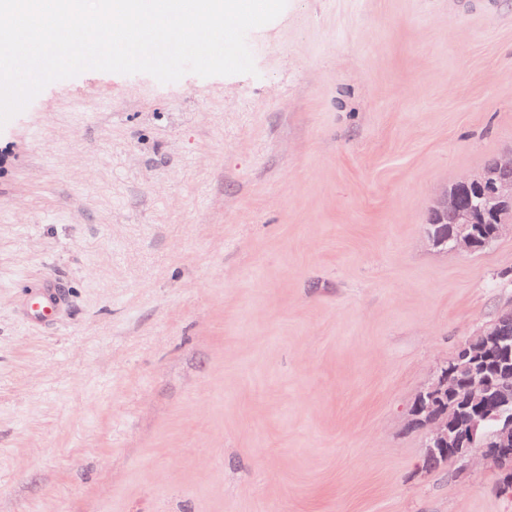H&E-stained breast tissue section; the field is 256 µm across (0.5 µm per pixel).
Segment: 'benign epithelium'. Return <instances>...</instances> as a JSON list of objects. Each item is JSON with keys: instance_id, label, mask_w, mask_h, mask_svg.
I'll return each mask as SVG.
<instances>
[{"instance_id": "1", "label": "benign epithelium", "mask_w": 512, "mask_h": 512, "mask_svg": "<svg viewBox=\"0 0 512 512\" xmlns=\"http://www.w3.org/2000/svg\"><path fill=\"white\" fill-rule=\"evenodd\" d=\"M512 208V152L496 158L495 175L466 177L455 183L430 209L426 238L436 248L475 253L488 248L512 223H498V213ZM451 222L457 231L450 235L440 225ZM476 224H490L492 236L482 238L472 230ZM461 349L470 361L448 360L434 372L409 410L412 421L426 426L423 467L433 469L439 462L458 460L480 451L495 466L499 489H512V383L495 388L485 371L506 376L512 373V308L498 314L487 327L468 337ZM462 383L466 403L448 402L452 383ZM498 422L490 443L459 447L462 437L476 439L488 419Z\"/></svg>"}]
</instances>
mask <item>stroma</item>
I'll return each instance as SVG.
<instances>
[{
	"instance_id": "stroma-1",
	"label": "stroma",
	"mask_w": 512,
	"mask_h": 512,
	"mask_svg": "<svg viewBox=\"0 0 512 512\" xmlns=\"http://www.w3.org/2000/svg\"><path fill=\"white\" fill-rule=\"evenodd\" d=\"M247 45L252 75L87 70L0 126V512H512L409 416L512 307V233L424 235L512 151V0H287ZM67 302L63 288L46 278L26 300L25 314L28 320L46 323L63 312L67 307Z\"/></svg>"
}]
</instances>
